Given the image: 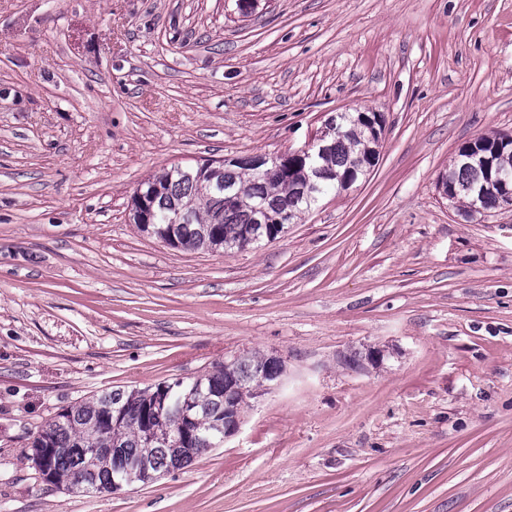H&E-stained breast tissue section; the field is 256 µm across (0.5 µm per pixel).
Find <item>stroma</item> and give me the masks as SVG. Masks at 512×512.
<instances>
[{
  "mask_svg": "<svg viewBox=\"0 0 512 512\" xmlns=\"http://www.w3.org/2000/svg\"><path fill=\"white\" fill-rule=\"evenodd\" d=\"M359 109L376 166L275 240L132 220L164 168ZM481 134L512 135V0H0V512H512V209L436 189ZM252 351L283 385L181 471L83 495L25 457L63 408Z\"/></svg>",
  "mask_w": 512,
  "mask_h": 512,
  "instance_id": "obj_1",
  "label": "stroma"
}]
</instances>
